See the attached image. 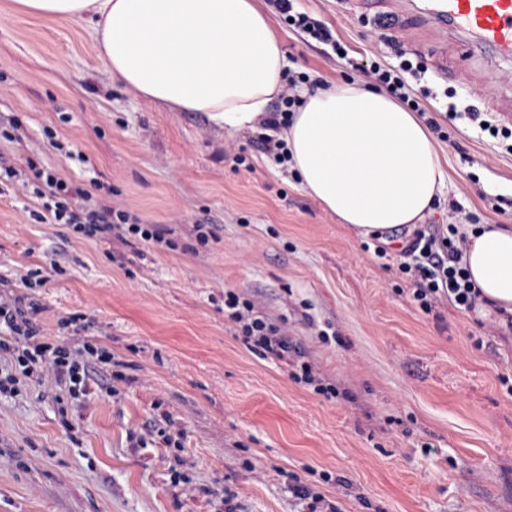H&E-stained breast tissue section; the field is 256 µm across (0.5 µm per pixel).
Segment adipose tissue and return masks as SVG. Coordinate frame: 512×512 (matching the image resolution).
I'll return each instance as SVG.
<instances>
[{
  "instance_id": "adipose-tissue-1",
  "label": "adipose tissue",
  "mask_w": 512,
  "mask_h": 512,
  "mask_svg": "<svg viewBox=\"0 0 512 512\" xmlns=\"http://www.w3.org/2000/svg\"><path fill=\"white\" fill-rule=\"evenodd\" d=\"M88 23L113 79L173 110L255 127L287 66L253 0H15ZM305 191L356 236L419 224L446 174L421 119L355 83L305 92L281 134ZM462 258L484 299L512 312V227L480 224Z\"/></svg>"
}]
</instances>
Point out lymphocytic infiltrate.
Listing matches in <instances>:
<instances>
[{
    "instance_id": "obj_1",
    "label": "lymphocytic infiltrate",
    "mask_w": 512,
    "mask_h": 512,
    "mask_svg": "<svg viewBox=\"0 0 512 512\" xmlns=\"http://www.w3.org/2000/svg\"><path fill=\"white\" fill-rule=\"evenodd\" d=\"M28 168V187L39 205L33 214L38 222L68 225L78 237L91 240L117 234L149 244L162 242L155 225L140 223L129 212L100 203V196L110 193L111 188L89 171L71 179L33 161ZM465 240V232L454 224H432L417 232L410 247L413 259L401 263L399 270L410 282L412 300L423 311H431L442 301L463 311L476 309L479 292L462 264ZM38 311V304H25L23 297L0 296V354L9 355L14 363L12 370L0 372V396L15 394L21 378L27 377L50 379L65 386L72 398H80L87 394L100 365L110 363L112 357L88 342H45L34 322ZM224 312L239 323L242 335L264 355L280 358L290 351L291 344L278 327L253 316L251 303L236 293L225 294Z\"/></svg>"
}]
</instances>
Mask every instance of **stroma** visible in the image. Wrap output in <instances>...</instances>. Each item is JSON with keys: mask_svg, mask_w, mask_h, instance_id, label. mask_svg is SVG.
Segmentation results:
<instances>
[{"mask_svg": "<svg viewBox=\"0 0 512 512\" xmlns=\"http://www.w3.org/2000/svg\"><path fill=\"white\" fill-rule=\"evenodd\" d=\"M294 8L348 56L269 12L289 75L372 88L359 62L399 67L361 0ZM411 60L447 174L426 223L512 225V143L469 115L512 98V63L470 59L453 38L448 66L469 81ZM14 119L18 140L0 139L13 166L96 172L113 206L174 246L78 239L37 223L20 188L0 194V278L39 303L45 341L78 315L112 353L87 398L26 378L0 397V512H309L298 484L340 512H512V319L445 302L422 311L399 271L412 231L357 237L256 133L146 100L113 81L86 24L0 0V120ZM31 271L41 285H18ZM228 291L278 324L293 352L276 359L246 343L224 314ZM303 362L336 397L293 379Z\"/></svg>", "mask_w": 512, "mask_h": 512, "instance_id": "35a3bbf8", "label": "stroma"}]
</instances>
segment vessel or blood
I'll return each mask as SVG.
<instances>
[{"label":"vessel or blood","instance_id":"obj_1","mask_svg":"<svg viewBox=\"0 0 512 512\" xmlns=\"http://www.w3.org/2000/svg\"><path fill=\"white\" fill-rule=\"evenodd\" d=\"M374 15H388L396 30L430 51L435 67L448 69V49L430 40V33L464 36L473 51L512 60V0H365Z\"/></svg>","mask_w":512,"mask_h":512}]
</instances>
